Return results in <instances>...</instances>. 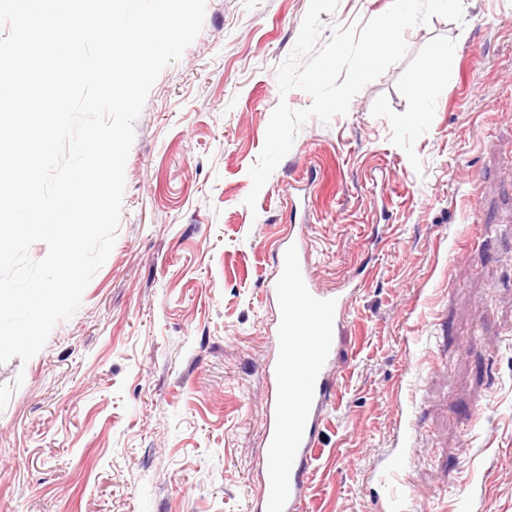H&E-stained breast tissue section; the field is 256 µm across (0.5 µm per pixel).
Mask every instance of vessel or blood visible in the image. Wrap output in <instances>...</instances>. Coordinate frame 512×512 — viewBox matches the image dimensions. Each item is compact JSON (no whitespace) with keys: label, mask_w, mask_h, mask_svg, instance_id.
I'll list each match as a JSON object with an SVG mask.
<instances>
[{"label":"vessel or blood","mask_w":512,"mask_h":512,"mask_svg":"<svg viewBox=\"0 0 512 512\" xmlns=\"http://www.w3.org/2000/svg\"><path fill=\"white\" fill-rule=\"evenodd\" d=\"M279 249L284 258L272 269L266 290L279 306L278 355L270 372L262 490L253 512H302L336 325L353 296L346 288L328 293L313 287L300 235H289Z\"/></svg>","instance_id":"obj_1"}]
</instances>
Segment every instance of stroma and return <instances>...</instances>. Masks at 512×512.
<instances>
[{
    "label": "stroma",
    "instance_id": "1",
    "mask_svg": "<svg viewBox=\"0 0 512 512\" xmlns=\"http://www.w3.org/2000/svg\"><path fill=\"white\" fill-rule=\"evenodd\" d=\"M392 0H339L334 27ZM309 0H206L137 118L114 247L28 362L0 364V512H251L274 249L341 314L303 512H512V0L410 29L406 59L250 168ZM452 72L450 81L413 78Z\"/></svg>",
    "mask_w": 512,
    "mask_h": 512
}]
</instances>
